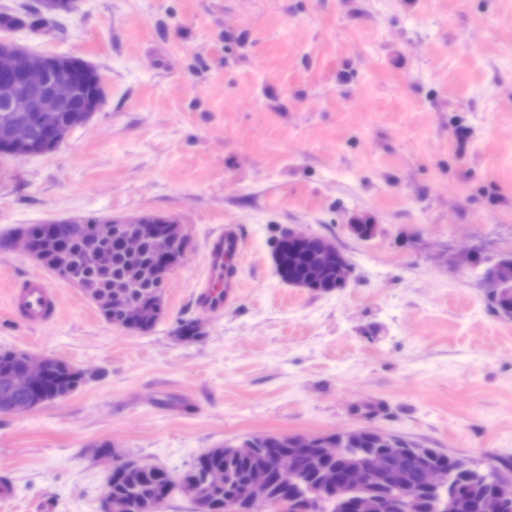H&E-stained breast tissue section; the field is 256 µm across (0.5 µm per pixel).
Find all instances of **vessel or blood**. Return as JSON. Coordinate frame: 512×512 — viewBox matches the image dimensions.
Here are the masks:
<instances>
[{"mask_svg":"<svg viewBox=\"0 0 512 512\" xmlns=\"http://www.w3.org/2000/svg\"><path fill=\"white\" fill-rule=\"evenodd\" d=\"M245 238L238 225L228 224L214 233L208 243L210 268L216 280L206 282L195 295L197 308L206 314L221 312L238 294L241 286V258ZM12 311L31 326H42L57 314V291L42 278L13 283Z\"/></svg>","mask_w":512,"mask_h":512,"instance_id":"obj_1","label":"vessel or blood"}]
</instances>
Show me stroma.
<instances>
[{"label":"stroma","mask_w":512,"mask_h":512,"mask_svg":"<svg viewBox=\"0 0 512 512\" xmlns=\"http://www.w3.org/2000/svg\"><path fill=\"white\" fill-rule=\"evenodd\" d=\"M1 37L86 61L105 100L56 151L0 154V349L92 374L0 414V512H101L120 459L177 477L228 442L358 428L512 479V318L487 297L512 257V0H76ZM141 215L189 238L144 332L2 244ZM225 224L243 286L211 317L194 289ZM289 231L333 242L347 282H284ZM14 277L56 289L53 322L11 314Z\"/></svg>","instance_id":"35a3bbf8"}]
</instances>
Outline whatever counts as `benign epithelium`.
Returning a JSON list of instances; mask_svg holds the SVG:
<instances>
[{"instance_id":"7a95c632","label":"benign epithelium","mask_w":512,"mask_h":512,"mask_svg":"<svg viewBox=\"0 0 512 512\" xmlns=\"http://www.w3.org/2000/svg\"><path fill=\"white\" fill-rule=\"evenodd\" d=\"M88 78L87 70L58 61L52 55L35 53L13 41L0 42V146L23 154L32 141L34 131L53 146L62 144L72 127L58 123L55 113L68 112L80 89ZM121 231V246L124 253L135 258L149 242L154 265L144 271L134 270L125 278L116 280L109 289L100 290L98 280L88 276L89 271L100 266L102 244L116 231ZM184 232L179 224H166L152 216L135 218H110L93 225V236L84 246L80 259L75 261L63 248L56 251L53 274L69 281L90 295L100 309L120 310L124 327L136 329L143 323L148 305L129 298L128 289L136 287L147 275L166 282L177 268L173 264L176 248ZM298 245H312V257L321 266L336 265L347 279L351 267L336 246L321 237L290 232L285 235ZM11 242L20 246L24 253L38 264L44 263L43 254L33 243L26 229L15 231ZM17 365L3 384V393L27 394L30 400L23 405L9 407L12 414H21L44 405L37 400L42 384L51 377L59 359L53 356L34 357L25 351L14 353ZM290 447L300 451L311 450L318 457L344 458L350 455L349 466L325 475L315 486L308 488L299 507V512H327V505L340 500L349 487L359 483L360 471L373 476V484L386 485L394 495L380 502L370 497H357L348 501L350 512H410L415 491L406 488L402 473L404 463L409 460L404 448H389L380 453H368L364 466L353 448H326L324 440L315 436H292ZM416 467L421 474L419 485L434 496L435 512H455L456 498L446 499L450 472L448 466L431 464L418 456ZM276 482L280 489L292 492L299 489L301 468L286 457L272 455L265 464L251 473L249 482L241 489V499L251 504V512H279L288 501L275 503L266 497L268 485ZM224 482V475L208 468L200 471L198 483L193 491L198 512H212L211 491ZM512 508V480H499L494 493L483 499L479 512H507Z\"/></svg>"}]
</instances>
